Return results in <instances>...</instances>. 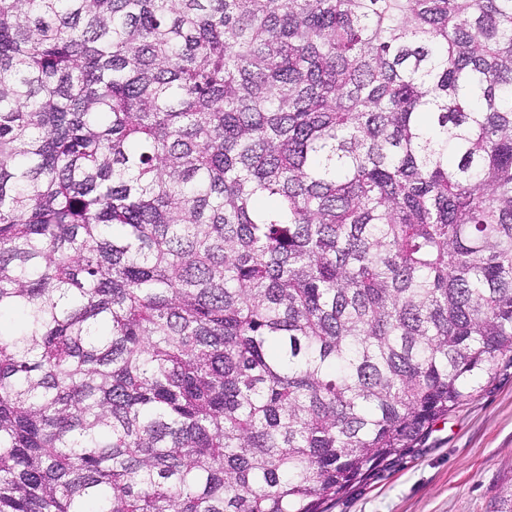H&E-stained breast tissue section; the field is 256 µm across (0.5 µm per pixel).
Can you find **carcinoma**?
Segmentation results:
<instances>
[{"mask_svg": "<svg viewBox=\"0 0 512 512\" xmlns=\"http://www.w3.org/2000/svg\"><path fill=\"white\" fill-rule=\"evenodd\" d=\"M0 512H329L512 363V0H0Z\"/></svg>", "mask_w": 512, "mask_h": 512, "instance_id": "cac0c4a2", "label": "carcinoma"}]
</instances>
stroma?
Listing matches in <instances>:
<instances>
[{
    "label": "stroma",
    "mask_w": 512,
    "mask_h": 512,
    "mask_svg": "<svg viewBox=\"0 0 512 512\" xmlns=\"http://www.w3.org/2000/svg\"><path fill=\"white\" fill-rule=\"evenodd\" d=\"M512 487V367L330 512H497Z\"/></svg>",
    "instance_id": "obj_1"
}]
</instances>
